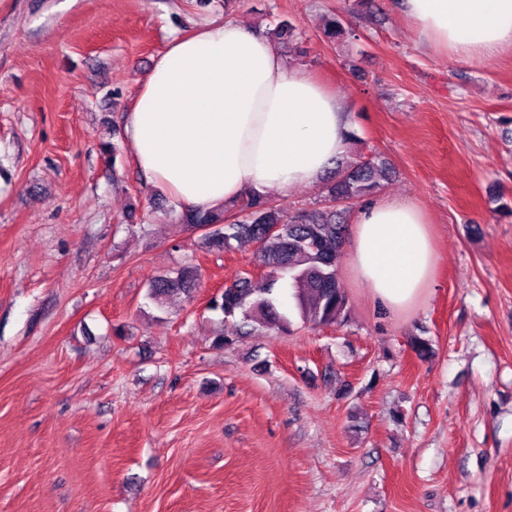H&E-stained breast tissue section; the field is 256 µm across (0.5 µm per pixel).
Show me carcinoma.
<instances>
[{
  "mask_svg": "<svg viewBox=\"0 0 512 512\" xmlns=\"http://www.w3.org/2000/svg\"><path fill=\"white\" fill-rule=\"evenodd\" d=\"M323 35L338 42L350 35L342 15L325 18ZM380 167L369 159L358 160L336 170L334 182L327 187L325 206L284 213L259 194H250L242 201L241 216L231 218L223 208L185 210L180 223L193 229L207 226L203 245L209 250L222 251L235 240L248 243L254 255L266 269L262 286L253 283L250 274L241 275L224 286V292L210 301V308L224 317L243 316V323L255 321L270 329H288V317L278 310V282H288L294 289L293 298L302 320L315 325L338 324L345 320L348 309L346 292L336 277V264L347 238V208L336 206L343 201L360 202L378 187ZM273 224L281 230L269 232ZM199 287L195 269L187 267L175 275H158L148 286L149 298L162 304L173 295L191 296Z\"/></svg>",
  "mask_w": 512,
  "mask_h": 512,
  "instance_id": "cac0c4a2",
  "label": "carcinoma"
}]
</instances>
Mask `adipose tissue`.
I'll return each instance as SVG.
<instances>
[{"instance_id": "obj_1", "label": "adipose tissue", "mask_w": 512, "mask_h": 512, "mask_svg": "<svg viewBox=\"0 0 512 512\" xmlns=\"http://www.w3.org/2000/svg\"><path fill=\"white\" fill-rule=\"evenodd\" d=\"M419 35L461 64L512 52V0H400ZM341 100L232 19L173 38L141 82L123 133L138 169L176 209H213L316 184L341 158ZM439 255L423 209L383 198L352 217L357 283L393 313L424 298Z\"/></svg>"}]
</instances>
